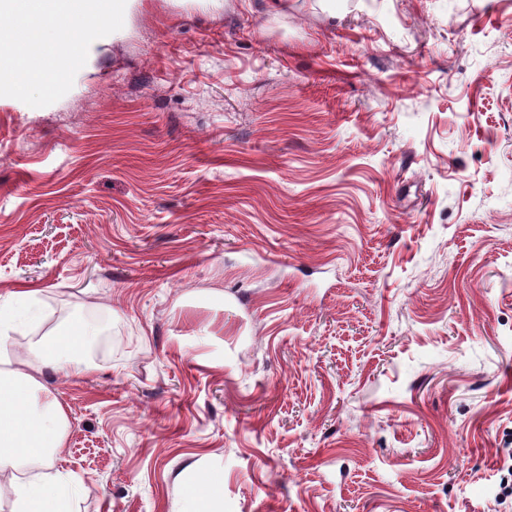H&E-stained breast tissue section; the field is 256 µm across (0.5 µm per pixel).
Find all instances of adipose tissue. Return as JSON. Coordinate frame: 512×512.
<instances>
[{
    "mask_svg": "<svg viewBox=\"0 0 512 512\" xmlns=\"http://www.w3.org/2000/svg\"><path fill=\"white\" fill-rule=\"evenodd\" d=\"M117 0H45L37 18L58 33L81 27L84 20L117 12ZM19 311L0 308V476H10L12 512H67L64 477L40 482L23 477L27 465L55 461L62 453L67 417L62 405L46 396V371L83 374L93 371L80 350L93 331L75 323L31 341L23 358L13 359L7 345Z\"/></svg>",
    "mask_w": 512,
    "mask_h": 512,
    "instance_id": "ef3b65f1",
    "label": "adipose tissue"
}]
</instances>
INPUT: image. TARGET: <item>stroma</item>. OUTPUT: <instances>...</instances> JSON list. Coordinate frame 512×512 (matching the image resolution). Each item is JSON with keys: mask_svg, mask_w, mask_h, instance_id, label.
<instances>
[{"mask_svg": "<svg viewBox=\"0 0 512 512\" xmlns=\"http://www.w3.org/2000/svg\"><path fill=\"white\" fill-rule=\"evenodd\" d=\"M0 86L12 348L97 324L71 512H512V0H125ZM16 56V55H15ZM17 62L7 69L0 68V82L7 80L11 83L26 82L31 84L49 85L54 83L59 78V73L55 70H50L45 73H36L26 67V63H21L24 60L16 56Z\"/></svg>", "mask_w": 512, "mask_h": 512, "instance_id": "stroma-1", "label": "stroma"}]
</instances>
